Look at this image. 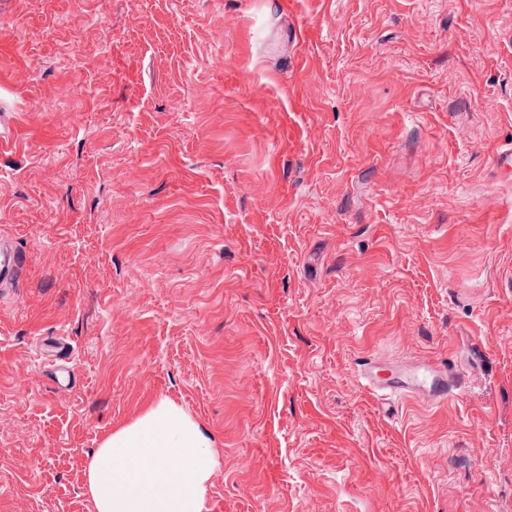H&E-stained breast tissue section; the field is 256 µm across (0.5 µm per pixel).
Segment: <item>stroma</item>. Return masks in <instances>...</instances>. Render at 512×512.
<instances>
[{"instance_id": "1", "label": "stroma", "mask_w": 512, "mask_h": 512, "mask_svg": "<svg viewBox=\"0 0 512 512\" xmlns=\"http://www.w3.org/2000/svg\"><path fill=\"white\" fill-rule=\"evenodd\" d=\"M0 133V512L155 398L207 512H512V0H0ZM25 253L13 244L0 241V284H12L20 276L24 264ZM377 361L358 363L357 377L369 393L404 394L425 402L447 401L452 384L448 374L433 364L420 363L410 368L376 367Z\"/></svg>"}]
</instances>
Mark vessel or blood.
Wrapping results in <instances>:
<instances>
[{"instance_id":"1","label":"vessel or blood","mask_w":512,"mask_h":512,"mask_svg":"<svg viewBox=\"0 0 512 512\" xmlns=\"http://www.w3.org/2000/svg\"><path fill=\"white\" fill-rule=\"evenodd\" d=\"M26 256L13 244L0 241V284L14 283L20 276ZM357 377L369 393L404 394L425 402H441L451 394L446 373L433 364L420 363L409 368L386 369L376 361L360 362Z\"/></svg>"}]
</instances>
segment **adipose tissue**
I'll return each instance as SVG.
<instances>
[{"label": "adipose tissue", "instance_id": "adipose-tissue-1", "mask_svg": "<svg viewBox=\"0 0 512 512\" xmlns=\"http://www.w3.org/2000/svg\"><path fill=\"white\" fill-rule=\"evenodd\" d=\"M220 456L201 426L159 398L112 431L87 464L94 512H206Z\"/></svg>", "mask_w": 512, "mask_h": 512}]
</instances>
